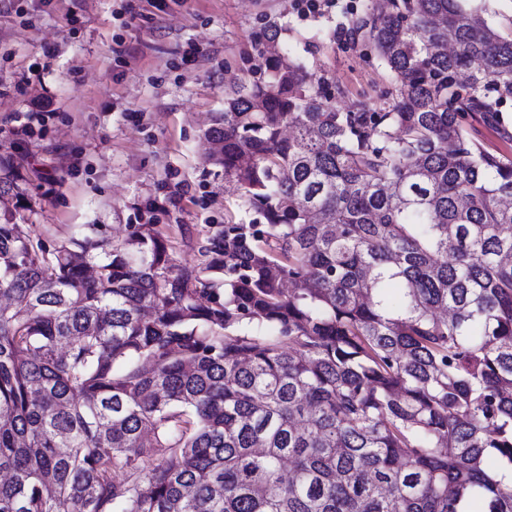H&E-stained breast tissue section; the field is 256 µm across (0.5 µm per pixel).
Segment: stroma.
Returning <instances> with one entry per match:
<instances>
[{
    "label": "stroma",
    "instance_id": "35a3bbf8",
    "mask_svg": "<svg viewBox=\"0 0 512 512\" xmlns=\"http://www.w3.org/2000/svg\"><path fill=\"white\" fill-rule=\"evenodd\" d=\"M319 2L307 13L299 0H0V153L26 178L19 215L32 235L119 240L152 222L196 261L202 229L246 218L199 137L230 87L256 80L266 27L325 69L340 108H381L392 87L345 33L366 0Z\"/></svg>",
    "mask_w": 512,
    "mask_h": 512
}]
</instances>
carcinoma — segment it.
Wrapping results in <instances>:
<instances>
[{
    "instance_id": "obj_1",
    "label": "carcinoma",
    "mask_w": 512,
    "mask_h": 512,
    "mask_svg": "<svg viewBox=\"0 0 512 512\" xmlns=\"http://www.w3.org/2000/svg\"><path fill=\"white\" fill-rule=\"evenodd\" d=\"M387 2L349 20L378 112L265 30L200 140L256 218L195 263L156 224L33 237L0 154V512H512V159L465 124L512 38Z\"/></svg>"
}]
</instances>
